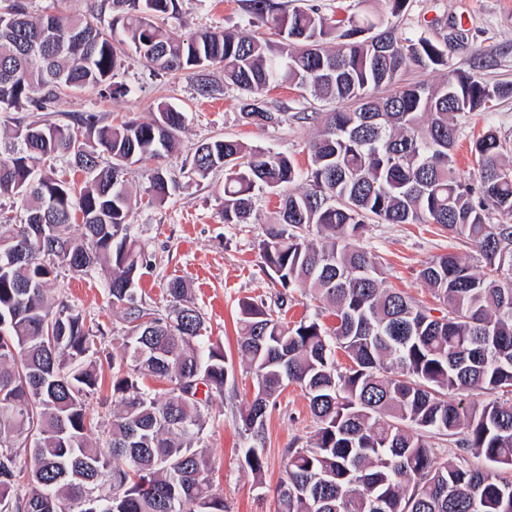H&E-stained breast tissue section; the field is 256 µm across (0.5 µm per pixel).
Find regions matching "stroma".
<instances>
[{"instance_id":"1","label":"stroma","mask_w":512,"mask_h":512,"mask_svg":"<svg viewBox=\"0 0 512 512\" xmlns=\"http://www.w3.org/2000/svg\"><path fill=\"white\" fill-rule=\"evenodd\" d=\"M178 9L187 35L212 25L257 37L263 34L262 29L249 25L242 0H178ZM389 23L399 36H425L446 44L447 65L407 69L400 75L401 84L436 83L456 71L490 85L512 84V0H407L403 12L390 17ZM114 81L126 85L128 94L103 99L85 92L62 101L56 111L39 113L38 118L66 123L71 116L95 112L118 125L130 119L152 121L162 103L184 112L181 149L161 160L169 177L165 202L151 203L146 192L152 162L134 165L125 174L135 231L152 263L137 295L148 307L162 311L170 306L166 283L175 277L188 283L190 301L202 313L208 336L222 343L235 369L223 395L214 396L209 406L206 445L212 487L223 496L227 512H277L287 451L306 446L317 423L304 390L294 383L285 385L267 407L264 469L255 474L246 467L243 450L248 438L242 416L254 397L256 380L238 353L239 304L244 300L264 303L290 323L306 318L329 326L333 318L303 291L283 289L262 262L259 243L267 225L276 221L278 197L258 193L249 222L227 224L221 217L223 173L201 179L189 176L188 167L200 143L225 137L284 153L298 169L307 170L311 166L308 144L318 129L316 117L332 111L333 106L295 85L273 87L264 96L265 105L280 114L281 120L258 127L241 117L236 88L225 87L215 99L201 96L190 73L153 75L128 48ZM459 127L455 154L463 177L476 178L473 142L488 129L496 133L512 161V95L496 100L490 111L460 118ZM360 244L376 255L389 284L430 307L435 301L419 277L423 266L449 252L466 260L473 256L467 244L450 238L434 224L370 223ZM107 282L108 274L101 269L85 275L62 269L47 290L51 301L79 308L88 323L104 330L106 342L98 366L105 378L111 375L108 359L124 326L120 310L108 303ZM283 293L288 296L284 302L279 299Z\"/></svg>"}]
</instances>
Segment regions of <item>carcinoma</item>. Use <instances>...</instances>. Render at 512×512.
I'll return each mask as SVG.
<instances>
[{
    "mask_svg": "<svg viewBox=\"0 0 512 512\" xmlns=\"http://www.w3.org/2000/svg\"><path fill=\"white\" fill-rule=\"evenodd\" d=\"M247 2L249 25L269 37L164 30L177 0H109L107 29L93 16L34 18L28 0H0V112H43L90 89L126 92L112 81L125 43L160 74L191 72L208 97L223 92L205 74L220 65L243 92L242 117L257 125L278 122L261 95L279 82L334 101L303 173L282 153L229 138L201 144L190 163L201 179L224 170L226 224L247 223L255 193L282 196L262 260L282 288L307 290L335 319L290 327L262 304H239L238 349L257 383L242 415L246 464L261 473L267 406L287 381L309 395L318 428L288 449L278 512H512V480L500 475L512 470V163L489 130L475 142L476 182L454 161L457 117L489 110L512 87L457 72L397 89L405 69L447 65L443 43L398 37L381 11L328 16ZM183 128L169 105L119 127L95 112L63 124L14 119L16 144L0 160V197L21 204L0 203V512H226L208 478L205 431L232 364L203 334L185 281L168 282L166 314L137 300L150 256L125 171L174 152ZM51 160L85 174L84 186L45 169ZM148 192L159 204L168 196L162 167ZM371 221L438 224L470 243L481 270L452 252L425 265L419 277L444 310L435 316L388 287L359 245ZM97 267L125 322L107 429L90 409L105 334L47 296L59 270ZM338 349L352 362L344 370ZM147 378L166 381L164 395ZM462 391L487 399L464 406L452 397ZM429 433L454 438V455H438ZM471 455L489 467H470Z\"/></svg>",
    "mask_w": 512,
    "mask_h": 512,
    "instance_id": "obj_1",
    "label": "carcinoma"
}]
</instances>
